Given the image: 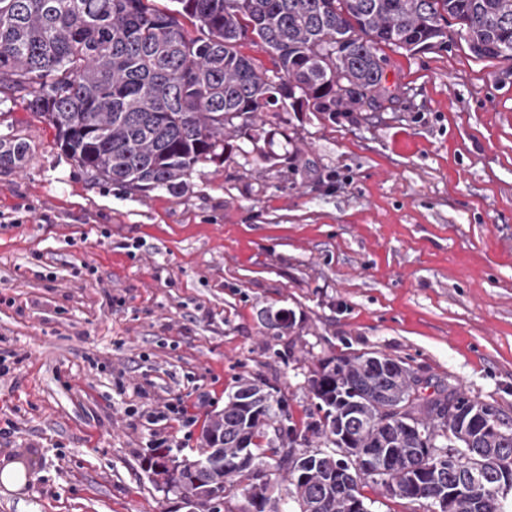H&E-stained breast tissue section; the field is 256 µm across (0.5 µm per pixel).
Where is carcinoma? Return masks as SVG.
<instances>
[{
    "label": "carcinoma",
    "mask_w": 512,
    "mask_h": 512,
    "mask_svg": "<svg viewBox=\"0 0 512 512\" xmlns=\"http://www.w3.org/2000/svg\"><path fill=\"white\" fill-rule=\"evenodd\" d=\"M0 0V88L22 94L27 108L55 134L62 152L91 177L147 192L183 188L196 169L243 152L245 138L265 160L280 112H310L330 120L364 107L397 102L387 85L381 45L417 53L448 48L447 28L478 59L512 73V0ZM261 47L271 67L243 52ZM266 112V125L253 123ZM29 146L0 137V171L22 167ZM323 416L307 428L335 447L332 453L294 448L267 437L280 399L261 379H245L203 429L219 433L226 458L248 440L243 467L216 468L193 486L183 482L191 459L161 458L153 473L185 503L222 501L242 491L270 506L287 497L299 512H369L367 481L410 504L434 501L457 472L477 460L475 492L455 497L440 512H509L502 486L512 490V428L501 410L458 390L424 394L429 381L406 363L359 352L319 363L309 379ZM264 404L263 418L242 406ZM455 414H448L449 408ZM369 448L401 450L387 477L357 468ZM288 476L285 496L268 489Z\"/></svg>",
    "instance_id": "carcinoma-1"
}]
</instances>
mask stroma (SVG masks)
<instances>
[{
  "label": "stroma",
  "instance_id": "35a3bbf8",
  "mask_svg": "<svg viewBox=\"0 0 512 512\" xmlns=\"http://www.w3.org/2000/svg\"><path fill=\"white\" fill-rule=\"evenodd\" d=\"M379 54L392 109L285 113L286 162L239 154L176 195L93 179L0 103L30 146L0 171V466L27 472L0 512H186L152 449L198 454L244 377L305 427L311 370L352 351L512 421V76L456 37Z\"/></svg>",
  "mask_w": 512,
  "mask_h": 512
}]
</instances>
